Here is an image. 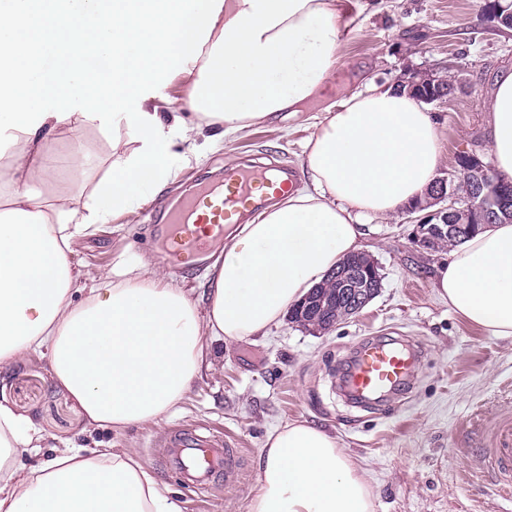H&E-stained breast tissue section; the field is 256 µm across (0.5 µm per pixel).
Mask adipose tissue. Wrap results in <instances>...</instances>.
<instances>
[{"label":"adipose tissue","instance_id":"obj_1","mask_svg":"<svg viewBox=\"0 0 512 512\" xmlns=\"http://www.w3.org/2000/svg\"><path fill=\"white\" fill-rule=\"evenodd\" d=\"M353 21L337 0H0V370L38 354L88 424L123 434L159 425L224 363L221 342L279 325L357 253L361 218L423 195L445 161L430 112L391 87L347 94L310 136L311 188L228 235L202 296L159 269L103 272L85 289L71 257L87 232L129 217L199 156L298 111L334 72ZM184 100L165 94L172 77ZM486 136L512 180V69L500 73ZM107 138L111 171L83 211L47 205L60 128ZM439 297L490 335L512 337V224L465 239L439 265ZM32 422L0 403V512H179L129 448L39 447ZM363 471L336 437L303 420L271 432L248 512H373Z\"/></svg>","mask_w":512,"mask_h":512}]
</instances>
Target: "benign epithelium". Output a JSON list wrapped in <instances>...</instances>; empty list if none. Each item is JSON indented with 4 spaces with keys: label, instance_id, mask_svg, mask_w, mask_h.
<instances>
[{
    "label": "benign epithelium",
    "instance_id": "benign-epithelium-1",
    "mask_svg": "<svg viewBox=\"0 0 512 512\" xmlns=\"http://www.w3.org/2000/svg\"><path fill=\"white\" fill-rule=\"evenodd\" d=\"M486 9L489 17L512 26V9L500 0H487ZM446 79L445 75L420 70L410 72L395 84L418 101L433 104L447 98ZM457 179L471 186L465 205L459 204L454 186ZM510 199L512 182L502 179L477 151L463 148L456 154L453 169L436 178L426 200L404 209L406 223L414 225L412 244L419 251L437 252L449 237L465 236L511 216L512 212L506 210ZM381 282L380 266L372 260L354 261L333 275V297L344 303L342 319L359 313L372 300L375 289L381 288Z\"/></svg>",
    "mask_w": 512,
    "mask_h": 512
}]
</instances>
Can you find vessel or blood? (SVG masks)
<instances>
[{
	"instance_id": "vessel-or-blood-1",
	"label": "vessel or blood",
	"mask_w": 512,
	"mask_h": 512,
	"mask_svg": "<svg viewBox=\"0 0 512 512\" xmlns=\"http://www.w3.org/2000/svg\"><path fill=\"white\" fill-rule=\"evenodd\" d=\"M263 179V172L237 169L226 175L223 184L201 187L170 214L168 223L155 226V240L204 259L211 244L223 239L225 220L255 206L253 190ZM414 361L413 352L403 342L385 338L366 341L346 372L345 386L358 396L393 393L408 381ZM170 448L172 465L194 484L209 483L219 470L232 475L239 464V449L226 443L179 437L171 441ZM484 455L504 489L511 490V420L500 424L493 446L485 449Z\"/></svg>"
}]
</instances>
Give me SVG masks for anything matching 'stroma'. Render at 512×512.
Instances as JSON below:
<instances>
[{"label": "stroma", "instance_id": "stroma-1", "mask_svg": "<svg viewBox=\"0 0 512 512\" xmlns=\"http://www.w3.org/2000/svg\"><path fill=\"white\" fill-rule=\"evenodd\" d=\"M359 32L339 48V65L319 106L281 112L269 123L206 145L136 215L121 217L85 237L72 257L90 288L112 267H160L151 237L154 224L200 185L253 160L271 159L301 168L304 146L327 106L348 92L391 85L412 70L458 74L446 104L431 107L451 169L458 150L476 149L485 162L494 156L485 137L486 107L498 72L512 66V28L491 22L485 0H340ZM48 151L65 160L60 175L70 187L65 204L82 209L111 159L109 144L95 130L81 143L66 132L48 137ZM88 159L85 171L69 160L75 150ZM403 214L367 223L364 254L381 267L382 287L355 318L312 333L291 322L268 336L224 346L223 369L188 393L179 412L159 426L132 428L122 436L88 427L69 395L56 387L46 360L31 357L0 371V401L30 418L43 441L26 452L38 463L52 446L93 447L114 443L133 449L170 489L181 512H248L256 461L269 432L306 420L336 436L365 472L374 512H512L480 448L495 423L512 416V337L489 335L441 301L435 291L437 266L448 251L423 253L411 241ZM375 336L400 337L418 348L412 383L372 404H355L342 394L339 377L355 348ZM197 430L231 436L241 448L240 469L231 483L214 478L194 486L166 461L167 442Z\"/></svg>", "mask_w": 512, "mask_h": 512}]
</instances>
